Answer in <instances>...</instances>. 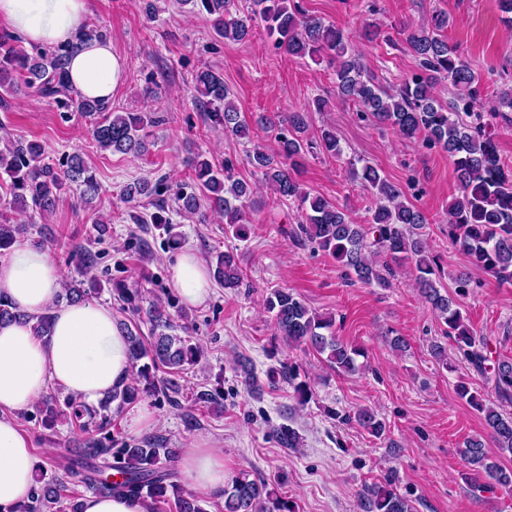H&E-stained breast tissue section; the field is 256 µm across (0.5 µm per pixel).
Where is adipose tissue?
<instances>
[{
    "instance_id": "obj_1",
    "label": "adipose tissue",
    "mask_w": 512,
    "mask_h": 512,
    "mask_svg": "<svg viewBox=\"0 0 512 512\" xmlns=\"http://www.w3.org/2000/svg\"><path fill=\"white\" fill-rule=\"evenodd\" d=\"M90 0H0V20L26 42L74 45L67 70L72 87L91 100L109 102L121 84L124 61L108 39L87 40L83 31ZM61 274L47 249L19 241L0 258V296L24 321L0 324V512H16L30 499L37 458L13 415L57 385L92 407L131 374L129 346L109 307L94 301L58 302ZM172 282L188 304L206 302L211 279L191 248L172 263ZM52 318L50 336L35 334L31 321ZM175 465L186 486L217 495L227 481L224 453L200 440L180 449Z\"/></svg>"
}]
</instances>
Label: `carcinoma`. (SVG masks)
I'll use <instances>...</instances> for the list:
<instances>
[{"mask_svg": "<svg viewBox=\"0 0 512 512\" xmlns=\"http://www.w3.org/2000/svg\"><path fill=\"white\" fill-rule=\"evenodd\" d=\"M290 0H253L245 15L235 9L234 0H179L211 17L217 36L224 44L248 40L253 22L265 23L269 36L289 55L313 62L328 60L335 68L337 87L345 101L356 103L361 111L371 114L383 125L393 127L407 139H422L441 148L452 160L458 181L457 194L448 205V238L468 257L470 263L483 269L501 283L512 284V166L501 158L494 138L486 131L490 122L507 115L499 110L488 115L478 111L477 86L481 73L460 52L448 43L439 31L448 25V15H433V27L413 30L407 43L419 59L420 71L411 74L396 87H385L364 69L349 53L348 38L343 32L319 18L299 17V9L288 7ZM17 38L0 36V110L8 111L5 94L18 82L41 98L65 108H76L90 119L91 134L99 147L113 153L141 156L148 151L146 129L161 122L148 112H115L109 105L86 100L71 87L67 64L75 46L33 48L15 45ZM446 81L456 90L450 103H441L434 95V85ZM195 99L207 109L208 118L226 134L237 138L248 135V125L240 119L229 88L220 74L205 67L193 78ZM310 110L290 112L277 124L276 148L272 151L255 146L247 157L254 172L262 175L280 200H293L305 210V223L297 226L292 238L301 246L311 245L341 263L352 279L371 285H390L392 268L378 258L392 261L410 259L416 266V287L439 314L451 340L462 358L480 374L488 376L496 395L512 400V360L493 359L489 342L476 335L465 321L454 299L440 291L432 275L433 260L427 252L422 229L425 217L406 201L401 188L380 175L369 164L360 167L349 161L352 174L372 191L376 206L367 224H357L343 210L326 199L305 190L291 173L296 158L309 148L306 137ZM44 149L38 142H6L0 148V177L9 178V194L14 207L31 210L43 217L51 214L64 185L75 186L84 203L99 199L102 188L83 157L74 153L67 157L66 169L57 174L42 162ZM195 181L207 191L209 207L224 213V223L238 238H244L250 223L248 210L254 205L250 185L234 175V163L224 162V171L214 170L205 159L193 166ZM174 204L180 211L195 214L201 203L193 191L179 190ZM159 214L152 223L163 225L172 246L180 237L172 232L169 219L161 215L167 208L157 201ZM22 226L0 217V253L9 249ZM98 255L90 248L76 245L71 259L86 270L91 269ZM213 275L226 288H238L243 274L234 254L219 252L215 256ZM118 299L140 311V290L124 282L113 285ZM96 293V284L73 279L63 283L61 298L81 301ZM273 314L276 336L290 346L311 349L326 356L337 371L352 374L357 370L360 349L352 347L328 332L332 321L319 317L296 294L276 289L266 300ZM150 336L144 337L138 324L120 323L127 335L132 366L128 382L108 392L98 406L88 408L73 396L64 399L50 394L39 400L45 421L57 422L86 430L93 426L103 430L112 424V410H121L145 396L166 393L173 388L171 376L193 366L199 356L198 347L177 334L178 325L160 307L146 312ZM294 387L299 402L305 403L310 388L297 381L293 365L279 370ZM460 398L483 415L485 428L501 452L512 454V416L486 406L469 387L458 385ZM343 421H354L375 437L386 432V423L371 409L362 408L354 415H341ZM460 454L478 477L504 488L512 486V470L489 456L483 438H468ZM173 449L165 440L146 437L121 442L119 447L103 445L90 437L75 454L71 474L80 476L85 488L100 495L124 493L146 503L149 512L161 502H173L175 512H204L200 501L184 493L175 481L171 465ZM66 485L55 476L41 473L35 477L30 502L24 512H45L60 504L65 512H81L80 496H62ZM224 512H261L263 499L270 497L267 485L245 477H237L224 486ZM361 512H412L408 500L401 496L395 482L371 485L360 494Z\"/></svg>", "mask_w": 512, "mask_h": 512, "instance_id": "cac0c4a2", "label": "carcinoma"}]
</instances>
